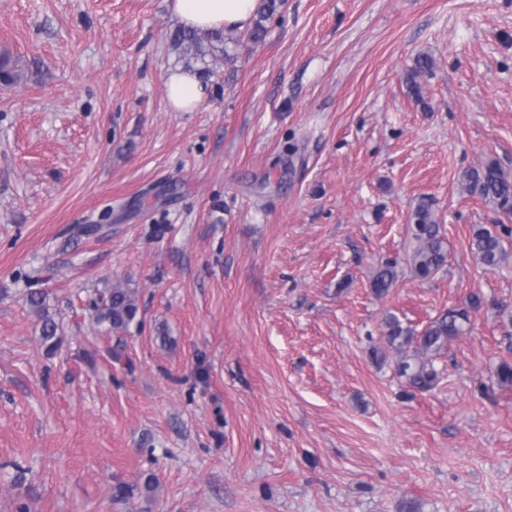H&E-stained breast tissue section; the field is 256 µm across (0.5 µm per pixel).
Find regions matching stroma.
Returning <instances> with one entry per match:
<instances>
[{"label": "stroma", "mask_w": 512, "mask_h": 512, "mask_svg": "<svg viewBox=\"0 0 512 512\" xmlns=\"http://www.w3.org/2000/svg\"><path fill=\"white\" fill-rule=\"evenodd\" d=\"M176 27L171 0H0V512H512V261L469 248L484 225L512 252V215L462 187L512 178V0H285L194 112L167 106ZM115 285L140 309L118 333L90 308ZM473 294L434 390L372 360L385 312L420 329ZM433 68V59L429 55L421 54L414 59L413 65L406 71L405 82L412 94L420 96V84L418 78L431 71ZM411 221L413 246L408 263L420 280L432 279L445 266L447 248L428 203L421 202L414 210ZM398 266L394 262H385L374 273L371 281V287L378 296H383L389 292L398 279ZM28 302L29 305L39 313L42 319L41 344L47 353H52L59 347L61 339L58 336L59 326L57 322L46 310V295L31 292L28 296Z\"/></svg>", "instance_id": "35a3bbf8"}]
</instances>
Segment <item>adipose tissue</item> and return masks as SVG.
I'll return each instance as SVG.
<instances>
[{
    "mask_svg": "<svg viewBox=\"0 0 512 512\" xmlns=\"http://www.w3.org/2000/svg\"><path fill=\"white\" fill-rule=\"evenodd\" d=\"M258 0H172L180 26L201 32L250 26ZM168 105L174 112L196 111L209 97V88L197 73L181 68L165 75Z\"/></svg>",
    "mask_w": 512,
    "mask_h": 512,
    "instance_id": "obj_1",
    "label": "adipose tissue"
}]
</instances>
